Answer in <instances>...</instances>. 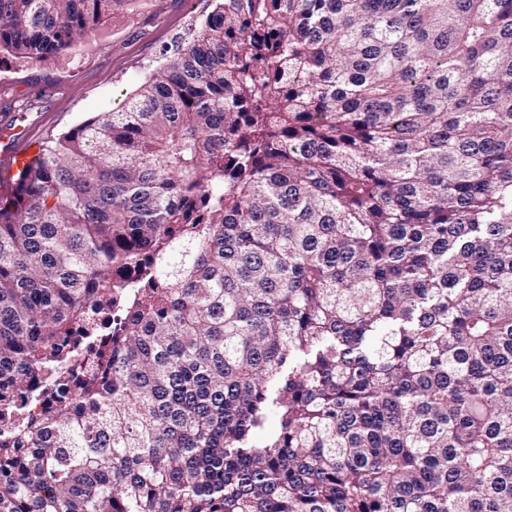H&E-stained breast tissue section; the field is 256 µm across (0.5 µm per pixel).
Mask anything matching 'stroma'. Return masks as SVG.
Wrapping results in <instances>:
<instances>
[{"mask_svg": "<svg viewBox=\"0 0 512 512\" xmlns=\"http://www.w3.org/2000/svg\"><path fill=\"white\" fill-rule=\"evenodd\" d=\"M212 9L211 0H128L49 61L24 63L1 53L0 113L20 108L30 93L51 90L49 102L26 118L42 143L118 108Z\"/></svg>", "mask_w": 512, "mask_h": 512, "instance_id": "35a3bbf8", "label": "stroma"}]
</instances>
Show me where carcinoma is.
Masks as SVG:
<instances>
[{
	"label": "carcinoma",
	"mask_w": 512,
	"mask_h": 512,
	"mask_svg": "<svg viewBox=\"0 0 512 512\" xmlns=\"http://www.w3.org/2000/svg\"><path fill=\"white\" fill-rule=\"evenodd\" d=\"M123 4L0 0V49ZM0 512H512V0H217L40 145Z\"/></svg>",
	"instance_id": "obj_1"
}]
</instances>
